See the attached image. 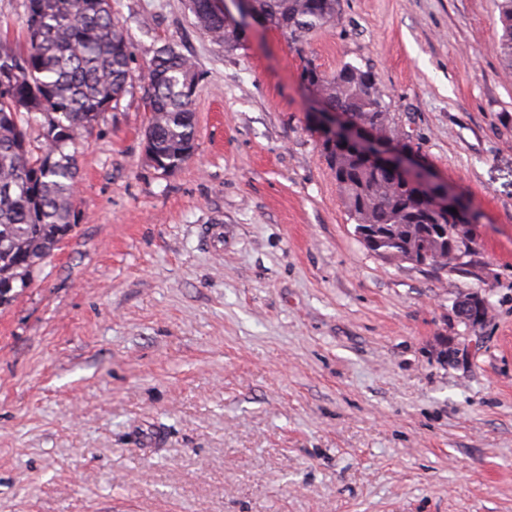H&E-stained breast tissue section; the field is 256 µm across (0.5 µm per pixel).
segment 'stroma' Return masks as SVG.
Here are the masks:
<instances>
[{"label":"stroma","mask_w":512,"mask_h":512,"mask_svg":"<svg viewBox=\"0 0 512 512\" xmlns=\"http://www.w3.org/2000/svg\"><path fill=\"white\" fill-rule=\"evenodd\" d=\"M199 76L158 175L139 78L78 156V222L0 307V512H512V70L497 0H340L227 50L187 0H113ZM372 69L455 192L478 272L370 251L301 82ZM481 296L484 322L457 304Z\"/></svg>","instance_id":"obj_1"}]
</instances>
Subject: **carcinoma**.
Returning a JSON list of instances; mask_svg holds the SVG:
<instances>
[{"mask_svg":"<svg viewBox=\"0 0 512 512\" xmlns=\"http://www.w3.org/2000/svg\"><path fill=\"white\" fill-rule=\"evenodd\" d=\"M195 25L225 49L241 44L243 27L211 0H188ZM21 40H0V305L12 302L70 235L77 220L78 160L93 129L120 106L134 63L133 44L112 0H21ZM501 52L512 70V0H499ZM252 12L294 45L336 24L339 0H251ZM301 77L327 110H340L382 137L399 140L385 94L369 70L350 63L334 73L306 64ZM150 119L146 160L173 173L196 150L195 64L175 46L153 50L140 72ZM38 131V138L32 137ZM329 169L356 232L385 259L467 275L475 251L474 209L462 195L443 216L436 199L448 186L424 176L408 182L336 148ZM462 257L453 261L450 250Z\"/></svg>","mask_w":512,"mask_h":512,"instance_id":"1","label":"carcinoma"}]
</instances>
